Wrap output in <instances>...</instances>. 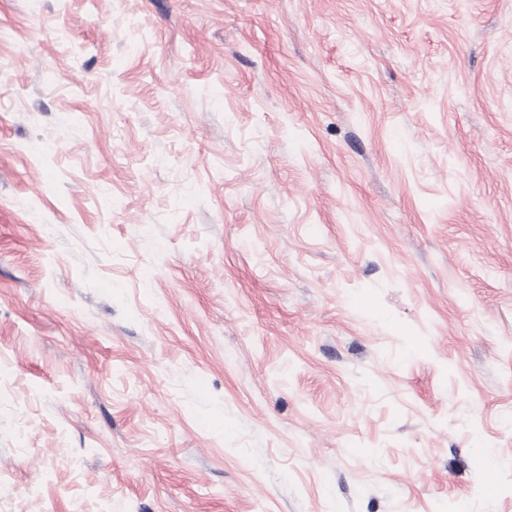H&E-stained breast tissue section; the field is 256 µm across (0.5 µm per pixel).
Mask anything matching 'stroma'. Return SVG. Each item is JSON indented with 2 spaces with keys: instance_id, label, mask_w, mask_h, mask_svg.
<instances>
[{
  "instance_id": "obj_1",
  "label": "stroma",
  "mask_w": 512,
  "mask_h": 512,
  "mask_svg": "<svg viewBox=\"0 0 512 512\" xmlns=\"http://www.w3.org/2000/svg\"><path fill=\"white\" fill-rule=\"evenodd\" d=\"M0 512H512V0H0Z\"/></svg>"
}]
</instances>
